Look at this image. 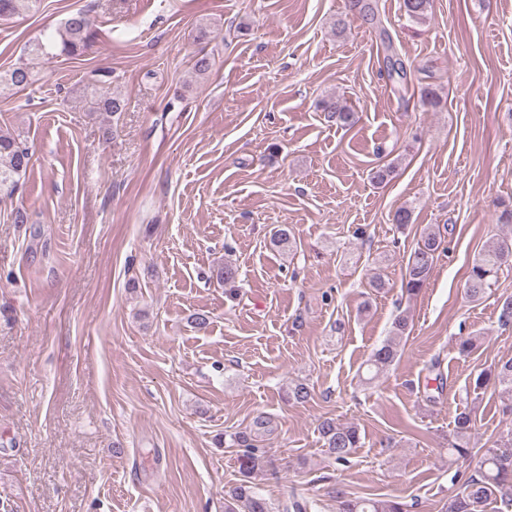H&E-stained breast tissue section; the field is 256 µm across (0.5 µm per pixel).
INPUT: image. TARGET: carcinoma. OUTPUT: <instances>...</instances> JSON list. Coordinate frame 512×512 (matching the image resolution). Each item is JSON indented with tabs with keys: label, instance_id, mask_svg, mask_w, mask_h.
<instances>
[{
	"label": "carcinoma",
	"instance_id": "1",
	"mask_svg": "<svg viewBox=\"0 0 512 512\" xmlns=\"http://www.w3.org/2000/svg\"><path fill=\"white\" fill-rule=\"evenodd\" d=\"M41 0H0V18L10 17L24 9L36 13ZM406 14L416 22L426 19L430 0H403ZM95 19L86 10H76L48 35L37 36L27 42L19 62L0 72V95L17 94L32 86L38 76L39 67L59 56H79L88 47L95 34ZM91 97L97 111L118 114L125 110L122 97L99 88H91ZM321 111L330 121L340 127L355 123V113L342 101L329 97L321 101ZM28 147L9 130H0V195L10 197L26 174L30 164ZM271 244L285 251L293 247L288 227L274 231ZM442 244L440 229L429 225L420 234V241L411 252L405 265L402 289L409 296L417 295L430 276ZM512 259V239L490 241L483 252L472 262L466 279V295L471 301L481 300L494 285L501 267ZM408 330L404 316L395 319L393 336L377 348L367 360L368 372L378 376L393 364L399 353V339ZM490 384L501 386L512 393V358L498 362L492 369L482 372L476 379L475 388ZM266 421L254 422L253 433L241 432L234 436L233 443L242 449L240 465L243 480L235 487L231 500L224 503V512H271V506L252 486V478L258 466V446L255 438L265 428ZM474 418L472 411L464 409L456 414L452 439L448 442V455L457 459L471 457L469 448ZM326 454L336 462L347 461L354 449L361 447V436L357 427L325 418L318 425ZM332 497L336 499V512H406L404 504L392 499L352 498L335 487ZM498 500L503 512L512 509V427L501 434L493 444L484 449L474 473L462 483L460 491L448 498L445 512H486L491 501Z\"/></svg>",
	"mask_w": 512,
	"mask_h": 512
}]
</instances>
